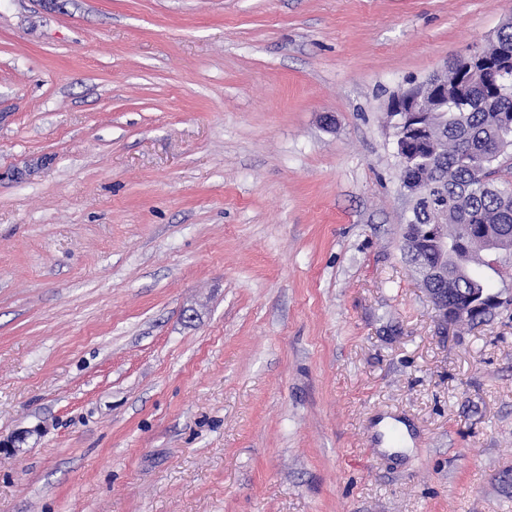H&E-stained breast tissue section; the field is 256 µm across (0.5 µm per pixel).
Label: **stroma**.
<instances>
[{"instance_id":"obj_1","label":"stroma","mask_w":512,"mask_h":512,"mask_svg":"<svg viewBox=\"0 0 512 512\" xmlns=\"http://www.w3.org/2000/svg\"><path fill=\"white\" fill-rule=\"evenodd\" d=\"M511 17L0 0V512H512V309L439 325L387 122Z\"/></svg>"}]
</instances>
